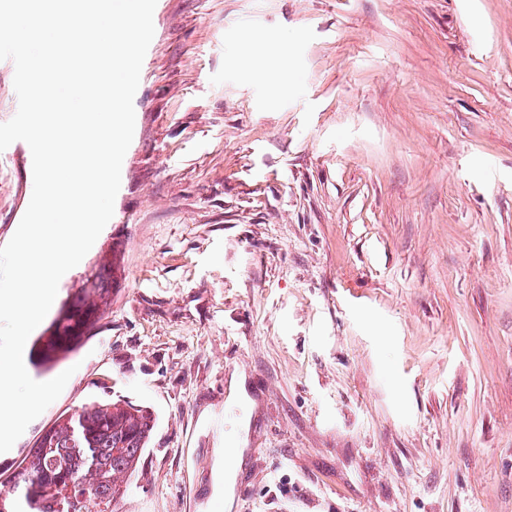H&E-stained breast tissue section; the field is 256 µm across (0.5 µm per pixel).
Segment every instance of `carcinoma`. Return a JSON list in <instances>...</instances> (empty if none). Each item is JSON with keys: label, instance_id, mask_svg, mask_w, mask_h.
Instances as JSON below:
<instances>
[{"label": "carcinoma", "instance_id": "obj_1", "mask_svg": "<svg viewBox=\"0 0 512 512\" xmlns=\"http://www.w3.org/2000/svg\"><path fill=\"white\" fill-rule=\"evenodd\" d=\"M118 278L115 258L86 273L71 301L32 351L37 368L73 351L102 319ZM155 427L152 413L126 402L81 405L61 414L25 456L0 512H116Z\"/></svg>", "mask_w": 512, "mask_h": 512}]
</instances>
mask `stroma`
Listing matches in <instances>:
<instances>
[{"mask_svg":"<svg viewBox=\"0 0 512 512\" xmlns=\"http://www.w3.org/2000/svg\"><path fill=\"white\" fill-rule=\"evenodd\" d=\"M61 395L156 416L119 512H512V0H157ZM267 40L276 90L240 63ZM0 152V246L32 196ZM246 396L227 402L232 374Z\"/></svg>","mask_w":512,"mask_h":512,"instance_id":"stroma-1","label":"stroma"}]
</instances>
